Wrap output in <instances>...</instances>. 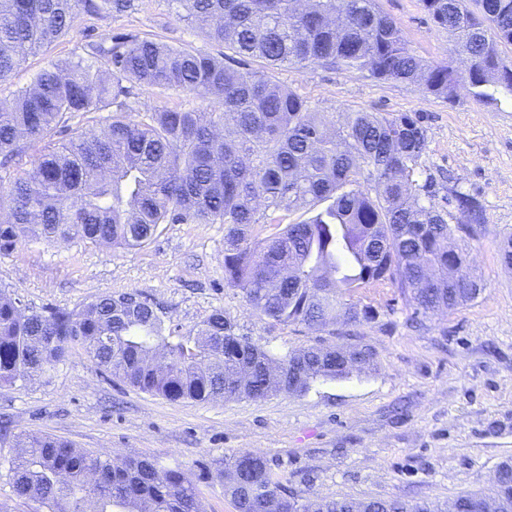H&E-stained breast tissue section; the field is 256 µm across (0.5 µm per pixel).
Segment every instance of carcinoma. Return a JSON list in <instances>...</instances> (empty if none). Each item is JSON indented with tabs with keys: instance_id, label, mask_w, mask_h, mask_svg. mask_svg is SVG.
Here are the masks:
<instances>
[{
	"instance_id": "1",
	"label": "carcinoma",
	"mask_w": 512,
	"mask_h": 512,
	"mask_svg": "<svg viewBox=\"0 0 512 512\" xmlns=\"http://www.w3.org/2000/svg\"><path fill=\"white\" fill-rule=\"evenodd\" d=\"M448 31L453 51L479 67L461 73L430 64L407 47L375 0H168L177 17L209 41L263 69L240 71L225 53L172 46L135 33L89 41L83 54L50 62L30 85L0 102V170L30 168L0 189V253L26 239L79 238L107 247L141 246L158 225H224V275L248 306L280 323L322 327L341 317L376 319L352 300L357 289L388 281L415 315L452 310L482 291L469 268L448 283V249L462 225L432 203L434 181L410 179L427 150L421 117L352 111L338 124L272 81L288 65L368 71L384 82L417 83L449 98L461 81L473 97L512 93L500 76V46L512 45V0H421ZM137 0H0V84L27 59L91 17L136 10ZM143 88L185 92L206 108H140ZM71 132L65 142L59 132ZM375 184L376 195L362 182ZM467 224L479 204L456 196ZM306 220L253 236L258 211ZM0 290V385L13 386L63 362L81 344L94 364L168 400L264 399L304 393L318 379L347 377L373 364L367 345L310 346L277 358L245 340L221 310L195 337L173 342L157 307L136 294H108L77 311L24 315ZM12 488L47 512H200L183 472L146 459L88 456L51 436L19 434ZM238 512H290L297 493L273 479L265 459L236 455L221 473ZM503 494L467 492L458 512ZM306 512H446L439 502L307 499Z\"/></svg>"
}]
</instances>
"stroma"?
Returning <instances> with one entry per match:
<instances>
[{
	"instance_id": "obj_1",
	"label": "stroma",
	"mask_w": 512,
	"mask_h": 512,
	"mask_svg": "<svg viewBox=\"0 0 512 512\" xmlns=\"http://www.w3.org/2000/svg\"><path fill=\"white\" fill-rule=\"evenodd\" d=\"M409 48L431 64L452 59L447 31L420 0H377ZM134 32L201 49L212 44L180 21L167 0H138L134 12L78 15L70 34L29 57L0 99L27 85L47 62L79 53L87 41ZM273 81L334 119L363 110L422 116L428 146L416 180L433 178L436 207L449 224L455 195L476 200L484 221L457 233L483 291L457 309L414 317L389 282L358 289L355 302L375 321L310 328L280 324L251 310L224 277V227L162 224L144 245L109 248L74 239L26 241L0 253V289L31 311L79 309L96 297L136 293L163 313L176 334L223 311L238 335L282 356L309 346L363 343L372 365L318 380L308 392L261 400L171 401L142 392L97 367L78 344L62 363L23 385L0 386V512H42L12 491L14 437L47 434L92 455L148 458L182 470L203 512H237L220 476L226 460L253 453L302 497L398 498L444 502L482 492L501 463L512 462V267L500 256L512 236V95L476 100L460 84L453 100L419 86L310 65L271 70Z\"/></svg>"
}]
</instances>
